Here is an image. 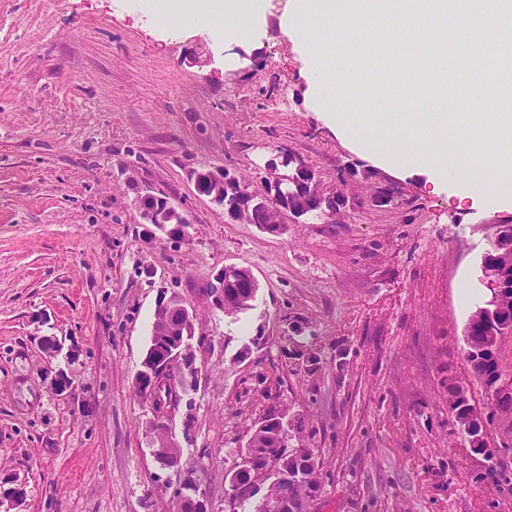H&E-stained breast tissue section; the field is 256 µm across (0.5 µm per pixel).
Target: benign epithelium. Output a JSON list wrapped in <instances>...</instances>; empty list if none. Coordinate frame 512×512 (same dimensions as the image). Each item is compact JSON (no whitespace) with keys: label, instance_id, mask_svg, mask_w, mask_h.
Returning a JSON list of instances; mask_svg holds the SVG:
<instances>
[{"label":"benign epithelium","instance_id":"7a95c632","mask_svg":"<svg viewBox=\"0 0 512 512\" xmlns=\"http://www.w3.org/2000/svg\"><path fill=\"white\" fill-rule=\"evenodd\" d=\"M264 190L261 194L250 191V185L235 170L226 167H210L206 170L195 171L191 174L196 193L208 201L224 208V214L233 222L247 223V213L252 206L267 202L268 212L273 219L266 226L269 233L280 232L288 216L300 218L302 211L288 206L281 198L285 184L292 181L298 191L305 193L315 200H336V195H330L321 186V180L312 167L301 158L284 150L278 158L270 159L263 168ZM154 200L156 205L140 206L143 223L159 228V232L169 239L177 235L166 228L168 224L183 222L190 219L183 210L174 204L163 192L146 187L140 200ZM487 262L480 266L482 276L480 282L487 293L481 306L477 307L468 317L463 329V348L465 355L481 360L483 356L496 357L502 338L512 334V280L504 274V270L512 267V226L498 225L492 249L485 254ZM240 273L248 279L252 288L258 287L252 272L242 266L230 264L224 266L213 277L210 289L216 305L224 307V274ZM195 315L175 293L162 295L154 311V321L151 327V344L141 361L140 371L149 376L147 386V408L150 412L148 419L151 441L150 454L157 462H162L164 455L180 452V445L174 438L169 425L172 412L169 403L172 393H177L179 400H184L190 388L199 386L198 367L195 364L193 340L195 336ZM483 326L482 336L475 339L472 328ZM61 341L51 347L48 355L51 358L64 356L66 363L58 367L52 382L53 389L65 392L72 386V377L67 360L71 352H63ZM179 365L184 381L169 382L165 377L166 367L171 363ZM495 409L500 413L512 415V387L489 385ZM457 429L465 436L470 447L484 448L485 417L473 408L456 421ZM287 476L280 465L268 470V481L274 487L275 493L270 497L273 509H282L285 491L278 486V481ZM189 503L192 512H209L206 495L199 489L191 488L187 482H181L175 490V503Z\"/></svg>","mask_w":512,"mask_h":512}]
</instances>
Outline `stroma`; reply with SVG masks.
<instances>
[{
  "label": "stroma",
  "mask_w": 512,
  "mask_h": 512,
  "mask_svg": "<svg viewBox=\"0 0 512 512\" xmlns=\"http://www.w3.org/2000/svg\"><path fill=\"white\" fill-rule=\"evenodd\" d=\"M247 38L207 21L163 26L134 0H0V480L22 484L21 512H174L193 478L225 512V476L270 405L293 444L313 449L322 488L311 512H512V418L499 416L464 358L481 256L512 205L460 199L422 169L358 151L328 122L309 57L288 27L294 0H263ZM327 46L363 74L350 109L408 118L440 107L465 126L476 104L407 59L398 40ZM205 52L207 63H192ZM287 150L346 205L283 233L230 221L190 175L237 170L260 189ZM152 186L191 220L187 239L152 236L138 198ZM236 264L259 284L225 317L209 290ZM196 315L200 386L173 413L177 471L161 468L133 382L162 292ZM307 322L320 367L289 352ZM74 351L73 388L54 393L42 340ZM486 418L494 462L469 447L448 410V382Z\"/></svg>",
  "instance_id": "1"
}]
</instances>
